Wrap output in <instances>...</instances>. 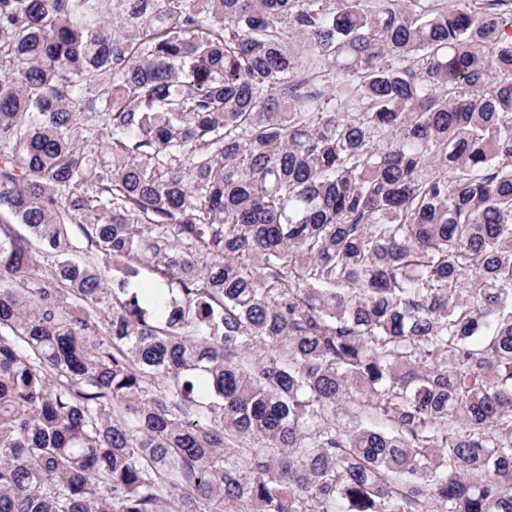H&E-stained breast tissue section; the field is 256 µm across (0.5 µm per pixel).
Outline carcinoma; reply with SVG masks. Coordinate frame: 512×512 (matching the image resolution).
Returning <instances> with one entry per match:
<instances>
[{
    "label": "carcinoma",
    "instance_id": "1",
    "mask_svg": "<svg viewBox=\"0 0 512 512\" xmlns=\"http://www.w3.org/2000/svg\"><path fill=\"white\" fill-rule=\"evenodd\" d=\"M2 212L0 512H512V0H0Z\"/></svg>",
    "mask_w": 512,
    "mask_h": 512
}]
</instances>
